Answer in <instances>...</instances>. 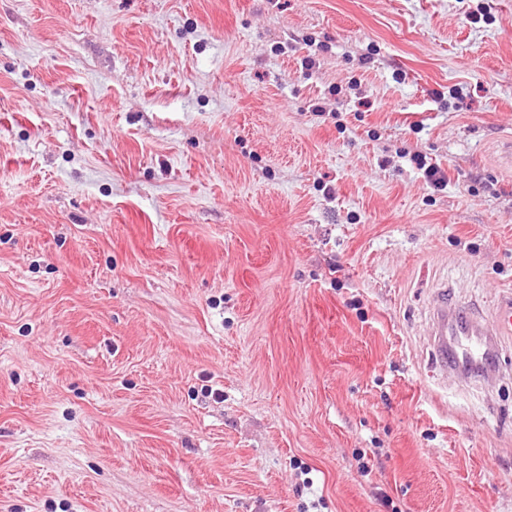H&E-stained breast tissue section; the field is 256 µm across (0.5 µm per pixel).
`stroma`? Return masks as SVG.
I'll use <instances>...</instances> for the list:
<instances>
[{
  "label": "stroma",
  "mask_w": 512,
  "mask_h": 512,
  "mask_svg": "<svg viewBox=\"0 0 512 512\" xmlns=\"http://www.w3.org/2000/svg\"><path fill=\"white\" fill-rule=\"evenodd\" d=\"M510 136L512 0H0V512H512ZM433 335L443 372L489 378L500 372L499 344L512 339V294L502 296L492 312L490 326L483 325L469 309L448 308L438 296L433 311Z\"/></svg>",
  "instance_id": "1"
}]
</instances>
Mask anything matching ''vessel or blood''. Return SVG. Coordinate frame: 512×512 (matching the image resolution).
Returning <instances> with one entry per match:
<instances>
[{
    "instance_id": "obj_1",
    "label": "vessel or blood",
    "mask_w": 512,
    "mask_h": 512,
    "mask_svg": "<svg viewBox=\"0 0 512 512\" xmlns=\"http://www.w3.org/2000/svg\"><path fill=\"white\" fill-rule=\"evenodd\" d=\"M433 335L442 370L467 377L496 376L499 344L512 339V294L499 299L488 326L469 309L449 307L447 298L439 297L433 311Z\"/></svg>"
}]
</instances>
